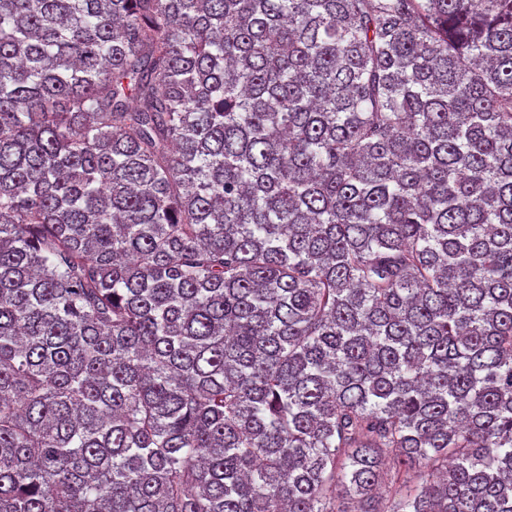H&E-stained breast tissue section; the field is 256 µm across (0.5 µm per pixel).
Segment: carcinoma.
Here are the masks:
<instances>
[{
    "instance_id": "cac0c4a2",
    "label": "carcinoma",
    "mask_w": 512,
    "mask_h": 512,
    "mask_svg": "<svg viewBox=\"0 0 512 512\" xmlns=\"http://www.w3.org/2000/svg\"><path fill=\"white\" fill-rule=\"evenodd\" d=\"M0 512H512V0H0Z\"/></svg>"
}]
</instances>
